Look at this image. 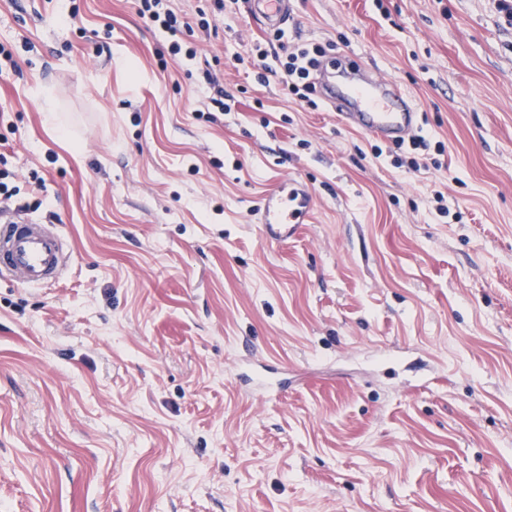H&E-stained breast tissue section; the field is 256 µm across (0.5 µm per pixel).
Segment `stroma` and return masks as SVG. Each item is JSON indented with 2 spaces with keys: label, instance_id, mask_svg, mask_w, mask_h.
Returning a JSON list of instances; mask_svg holds the SVG:
<instances>
[{
  "label": "stroma",
  "instance_id": "stroma-1",
  "mask_svg": "<svg viewBox=\"0 0 512 512\" xmlns=\"http://www.w3.org/2000/svg\"><path fill=\"white\" fill-rule=\"evenodd\" d=\"M168 5L195 58L134 0H0V212L72 251L0 278V512H512L497 0H293L289 44L409 93L445 145L415 174L235 65L281 52L250 0ZM287 178L312 218L274 244L254 211Z\"/></svg>",
  "mask_w": 512,
  "mask_h": 512
}]
</instances>
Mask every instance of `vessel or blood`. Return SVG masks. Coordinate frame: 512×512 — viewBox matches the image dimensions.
Returning a JSON list of instances; mask_svg holds the SVG:
<instances>
[{
  "label": "vessel or blood",
  "mask_w": 512,
  "mask_h": 512,
  "mask_svg": "<svg viewBox=\"0 0 512 512\" xmlns=\"http://www.w3.org/2000/svg\"><path fill=\"white\" fill-rule=\"evenodd\" d=\"M252 11L269 29L284 28L292 17L291 0H253ZM323 98L352 127L392 143L415 134L419 114L395 82L356 64L339 76L321 71ZM312 198L297 180L288 179L261 199L256 221L265 238L286 240L311 219ZM71 260L66 239L44 224H0V277L22 287L47 285L60 278Z\"/></svg>",
  "instance_id": "b4317fda"
}]
</instances>
